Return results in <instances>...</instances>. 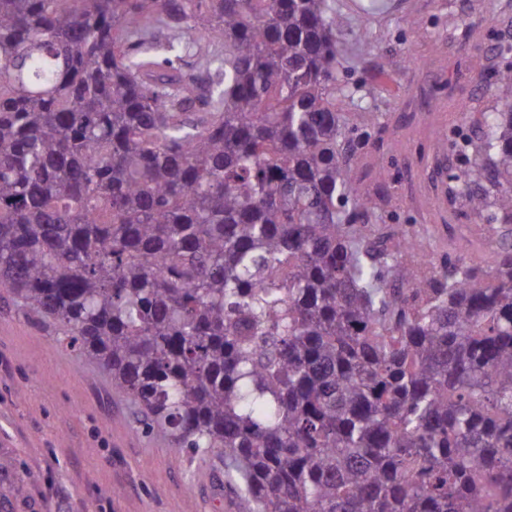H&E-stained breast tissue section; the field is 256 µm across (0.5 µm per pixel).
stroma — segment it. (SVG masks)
Returning <instances> with one entry per match:
<instances>
[{
	"label": "stroma",
	"mask_w": 512,
	"mask_h": 512,
	"mask_svg": "<svg viewBox=\"0 0 512 512\" xmlns=\"http://www.w3.org/2000/svg\"><path fill=\"white\" fill-rule=\"evenodd\" d=\"M339 36L336 109L368 112L353 176L381 198L372 217L388 235L424 229L435 262L468 218L435 206L437 131L472 132L498 108L493 84L512 68V0H333ZM375 239L376 249L388 247ZM32 474L9 512H233L224 462L201 459L143 431L132 404L97 366L0 290V458Z\"/></svg>",
	"instance_id": "35a3bbf8"
}]
</instances>
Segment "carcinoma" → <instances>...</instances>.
<instances>
[{
  "mask_svg": "<svg viewBox=\"0 0 512 512\" xmlns=\"http://www.w3.org/2000/svg\"><path fill=\"white\" fill-rule=\"evenodd\" d=\"M329 0H0V288L148 431L224 459L236 512H512V243L386 251L336 111ZM165 39L222 63L159 68ZM455 134L512 224V70ZM402 284L388 287L389 282Z\"/></svg>",
  "mask_w": 512,
  "mask_h": 512,
  "instance_id": "cac0c4a2",
  "label": "carcinoma"
}]
</instances>
